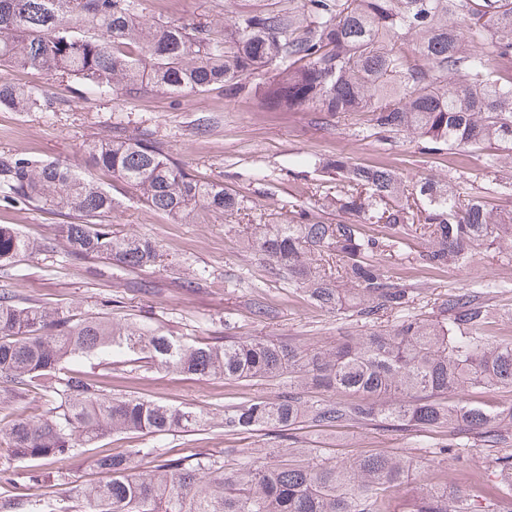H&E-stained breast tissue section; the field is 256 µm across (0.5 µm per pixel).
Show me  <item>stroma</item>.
Instances as JSON below:
<instances>
[{"label": "stroma", "instance_id": "stroma-1", "mask_svg": "<svg viewBox=\"0 0 512 512\" xmlns=\"http://www.w3.org/2000/svg\"><path fill=\"white\" fill-rule=\"evenodd\" d=\"M270 2L136 0L134 12L146 24L201 22L221 32L233 16L263 10ZM0 79L25 84L46 99L39 112L0 109L1 154L80 170L88 143L143 139L200 178L222 183L243 198L246 213L224 218L198 212L181 219L144 206L124 183L99 173L116 201L105 224L119 234L151 238L163 255L161 266L144 270L98 257L71 258L60 227L76 222V213L0 199V225H13L40 244L37 252L0 267V289H10L20 302L94 313L189 341L264 337L302 348H332L367 333L364 322L309 304L294 282L271 272L242 245L248 225L261 217L318 210L330 191L319 163L342 156L361 166H385L411 189L452 173L464 196L479 191L490 177L486 154L479 150L423 155L409 142L390 144L346 126L314 125L304 112H258L245 95L221 89L100 95L65 75L5 65ZM425 251L423 240L404 236L395 254L380 255L396 281L418 291L409 314L477 289L490 308V335L512 336V252L480 250L465 266L434 271L422 259ZM258 302L268 306V314L255 313ZM97 371L107 394L192 406L208 415L204 431L163 437L165 455L191 460L199 453L241 448L251 459L269 462L285 447L273 429L228 435L222 426L225 408L275 398L279 384L202 378L133 361L101 365ZM297 435L306 447L330 458L388 451L412 461L408 480L392 492L398 512H404L426 477L448 483L464 500L490 501L501 512H512V497L503 490L512 476L494 470L495 459L512 457V440L482 446L474 432L461 430L457 448L445 453L441 433L407 426L381 429L369 422L337 430L304 428Z\"/></svg>", "mask_w": 512, "mask_h": 512}]
</instances>
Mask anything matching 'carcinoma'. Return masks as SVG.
Here are the masks:
<instances>
[{"mask_svg": "<svg viewBox=\"0 0 512 512\" xmlns=\"http://www.w3.org/2000/svg\"><path fill=\"white\" fill-rule=\"evenodd\" d=\"M231 20L218 37L207 25L169 21L143 25L134 0H0V64L66 74L105 94L205 92L243 88L253 71L272 75L248 91L258 112H308L318 125H343L391 140L410 138L423 154L488 150L489 167H512V0H289ZM489 42L476 52L468 44ZM43 95L0 81V108L43 109ZM81 171L64 163L37 165L0 156L7 199L45 203L83 221L63 228L67 254L101 256L123 268L160 263L155 242L114 234L97 220L115 201L97 172L123 181L151 209L173 216L198 209L224 215L247 209L231 190L203 182L147 140L114 137L85 145ZM336 176V194L321 212L252 224L247 245L278 275L295 280L328 310L348 311L378 328L330 349L301 350L267 339L190 343L94 314L64 315L20 303L0 289V406L17 407L34 390L46 414H18L0 425V479L23 468L34 479L45 460L73 457L115 434L191 433L207 416L133 396L103 393L100 375L71 365L118 356L199 377L285 381L274 401L224 410V432L273 427L283 437L302 425L316 429L374 421L383 427L467 428L484 441L504 439V409L448 403V393L512 387V337L483 334L490 310L481 293L455 294L437 309L404 311L414 291L399 285L376 259L383 242L366 225L426 238L429 268L464 265L478 249L512 240V212L495 200L512 183L493 182L467 198L456 178L426 181L416 199L387 167H351L338 157L320 165ZM18 229L0 225V266L37 251ZM318 392L336 397L321 398ZM135 448L96 459L103 479L71 482L76 512H391L388 492L412 464L389 452L330 462L291 453L271 463H241L231 474L212 454L188 464L161 460L138 469ZM0 512H54L43 494L0 498ZM409 512H497L458 505L446 486H419Z\"/></svg>", "mask_w": 512, "mask_h": 512, "instance_id": "cac0c4a2", "label": "carcinoma"}]
</instances>
